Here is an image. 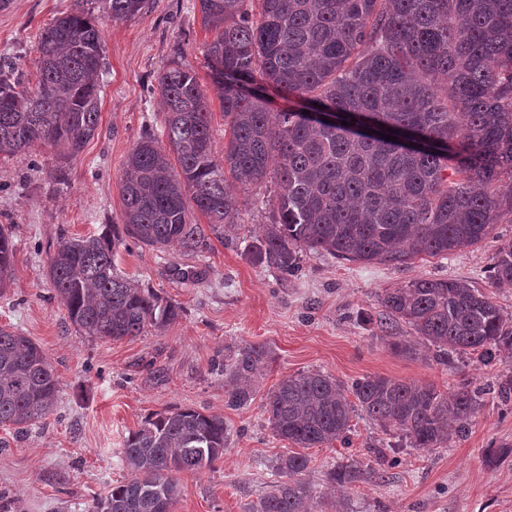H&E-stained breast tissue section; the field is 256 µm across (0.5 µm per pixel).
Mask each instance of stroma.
Returning a JSON list of instances; mask_svg holds the SVG:
<instances>
[{
	"instance_id": "35a3bbf8",
	"label": "stroma",
	"mask_w": 512,
	"mask_h": 512,
	"mask_svg": "<svg viewBox=\"0 0 512 512\" xmlns=\"http://www.w3.org/2000/svg\"><path fill=\"white\" fill-rule=\"evenodd\" d=\"M73 6L10 0L0 9V57L34 74L40 30ZM212 38L198 0H147L135 16L105 22L95 136L74 158L48 145L0 157V225H11L15 243L0 326L40 345L61 382L54 412L29 432L0 425V512H92L127 475L120 450L129 431L175 407L223 416L231 440L211 466L181 474L174 512H249L274 481L276 458L290 449L272 435L264 398L282 378L310 371L347 384L387 376L444 393L464 383L484 392L465 435L444 448L407 447L354 417L346 443L308 451L314 512H512V400L498 394L512 366L461 356L446 367L426 356L409 326L378 322L382 294L417 278L464 282L512 314V288L490 277L500 247L512 241L511 219L443 257L400 266L307 254L301 271L282 278L244 250V240L264 233L267 207L264 190H242L241 225L208 236L197 252H160L131 239L119 246L121 274L180 303L176 322L111 342L70 323L47 278V255L61 238L119 223L127 157L144 133L163 130L159 74L179 54L210 83L203 50ZM399 341L415 346V356L396 350ZM249 344L267 346L271 359L252 378L254 400L235 410L224 404L220 366ZM378 440L386 459L374 474L344 487L330 482L329 472L348 458L371 460L367 446Z\"/></svg>"
}]
</instances>
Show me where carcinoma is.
I'll use <instances>...</instances> for the list:
<instances>
[{
    "mask_svg": "<svg viewBox=\"0 0 512 512\" xmlns=\"http://www.w3.org/2000/svg\"><path fill=\"white\" fill-rule=\"evenodd\" d=\"M79 6L56 17L37 41L34 78L0 61V155L37 143L77 155L99 126L103 22ZM107 20L140 12L147 0H104ZM213 32L205 47L212 87L175 60L157 78L163 133L143 134L122 178L121 223L97 235L64 238L47 274L77 331L103 341L163 329L183 308L115 269L131 237L154 249L196 251L207 233L241 223L227 185H266V233L248 245L253 259L288 275L305 253L346 261L404 264L479 243L512 215V0H198ZM272 85L311 112H272ZM224 112V164L212 150L210 98ZM397 141L385 140V135ZM509 185H502L504 179ZM208 228L193 222L194 211ZM11 232L0 227V288L14 278ZM512 287V242L492 268ZM384 320L403 321L448 366L476 355L512 358V323L488 295L456 281L418 278L385 292ZM268 351L246 346L224 365V405L255 396L248 385ZM60 381L42 348L0 327V425L18 434L55 407ZM480 392L453 394L382 376L351 384L319 371L282 379L266 396L274 437L299 448L347 440L355 410L410 448H445L481 406ZM224 418L174 408L146 417L122 449L128 477L98 512H172L179 475L224 455ZM309 458L276 460L277 481L252 512H311L302 476ZM371 472L352 458L329 473L352 484Z\"/></svg>",
    "mask_w": 512,
    "mask_h": 512,
    "instance_id": "obj_1",
    "label": "carcinoma"
}]
</instances>
